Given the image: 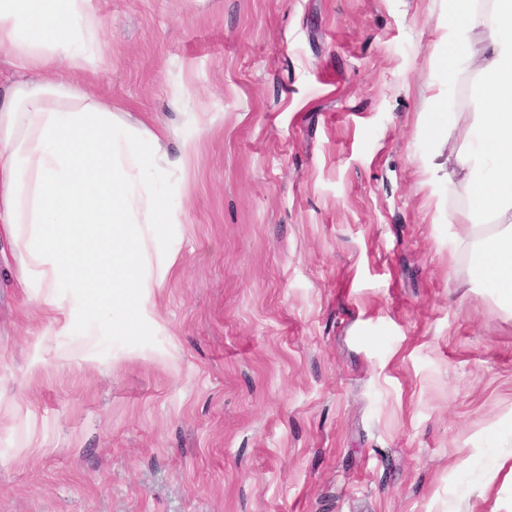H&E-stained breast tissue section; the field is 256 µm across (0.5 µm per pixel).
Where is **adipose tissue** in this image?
Returning <instances> with one entry per match:
<instances>
[{
  "label": "adipose tissue",
  "mask_w": 512,
  "mask_h": 512,
  "mask_svg": "<svg viewBox=\"0 0 512 512\" xmlns=\"http://www.w3.org/2000/svg\"><path fill=\"white\" fill-rule=\"evenodd\" d=\"M448 0V48L441 63L466 59L479 77L475 121L457 129L465 147L448 191L465 202L449 215L456 246L469 259V285L492 288L512 314V0ZM103 23L92 0H0V47L36 79L0 98V229L23 260V280L47 307L60 289L87 312L119 310L137 330L175 260L168 225L181 221L168 177L197 147L171 157L161 137L79 85L49 79L75 69Z\"/></svg>",
  "instance_id": "obj_1"
}]
</instances>
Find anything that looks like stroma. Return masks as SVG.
<instances>
[{
	"instance_id": "1",
	"label": "stroma",
	"mask_w": 512,
	"mask_h": 512,
	"mask_svg": "<svg viewBox=\"0 0 512 512\" xmlns=\"http://www.w3.org/2000/svg\"><path fill=\"white\" fill-rule=\"evenodd\" d=\"M93 5L88 90L214 123L155 324L56 335L0 235V512H512V315L448 222L479 82L439 64L448 0Z\"/></svg>"
}]
</instances>
